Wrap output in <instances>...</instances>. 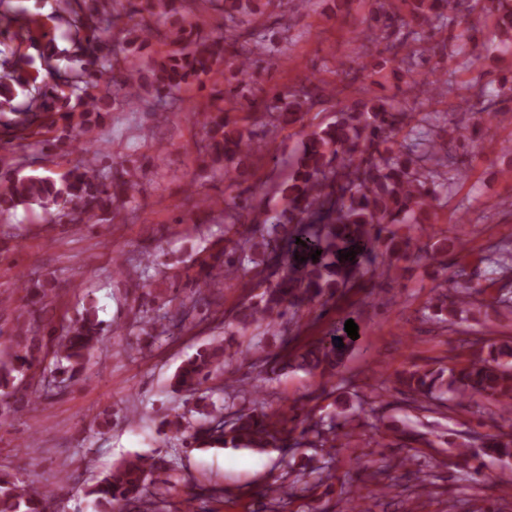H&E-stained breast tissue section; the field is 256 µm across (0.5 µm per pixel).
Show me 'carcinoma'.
Returning a JSON list of instances; mask_svg holds the SVG:
<instances>
[{"mask_svg": "<svg viewBox=\"0 0 512 512\" xmlns=\"http://www.w3.org/2000/svg\"><path fill=\"white\" fill-rule=\"evenodd\" d=\"M14 0H0V24L27 32L35 42L38 23ZM274 0H145L142 8L132 0H55V14L65 26L72 52L71 65L59 66L58 56L40 55L41 67L53 83L38 81L39 74L25 69L30 61L16 58L3 77L14 81L21 94L0 81V132L8 140H28L41 129H55L58 145L84 137V159L69 174L56 180L29 175L0 178V216L20 205H37L50 215L51 224H101L115 220L136 203L137 183L131 178L129 160L112 158L93 134L92 124L110 106L135 105L143 94L157 100L176 98L190 81L212 82L217 87L212 104L215 115L207 123L200 153L212 171L230 184L251 176L248 160L270 152V141L257 137L253 127L278 128L300 122L314 107L329 101L339 106L336 118L306 135L302 147L279 185L284 208L272 211L251 198L231 196L224 200L201 198L197 208L210 215L224 214V248H206L181 270V275L198 289L192 309H208L213 304L212 288L241 274L252 275L259 293L240 307L233 322L255 326L264 334H287L285 317L301 306L323 296L334 297L355 286L371 272L377 257L388 266L403 260L419 263L448 255V237L436 240L430 250L414 249L409 238L394 227L427 224L430 213L448 205L446 195L460 179V169L441 136L448 120L438 112H422L419 107L449 87L452 73L440 68L436 59L448 57L462 70L480 60L479 50L495 52L512 46V0H400L398 5L378 4L371 20L385 30L400 35L384 51L399 68L414 73L430 64L428 79L411 78L403 91L413 101L387 102L359 89L361 97L347 104L338 95L367 76L347 59H336L339 83L330 86L308 81L281 90L271 88L261 98L245 94L234 79L254 60L270 53L268 28L254 26L244 40L228 39L225 32L255 21L257 5ZM212 10L222 23L203 30L197 17L200 10ZM133 22L126 46L117 47L105 32L123 18ZM156 40L167 47L159 59L142 64L130 49L136 41ZM232 72L224 88H218L224 71ZM503 88H478L468 103L471 112H493ZM240 106L245 116L229 117L220 101ZM247 228L239 230V225ZM304 244H299L296 239ZM295 244L306 261H295L286 248ZM321 251L312 260L315 251ZM355 251L343 259L340 253ZM492 271L506 275L512 270V244L504 242L485 258ZM462 269L451 273L438 285L432 311L450 324L462 313L479 305L477 297L487 287L464 280ZM190 311L170 310L147 315L143 326L149 338L169 336L182 328ZM104 335L98 311L90 307L60 335L49 338L16 335L8 358L0 360V390L16 401L29 404L35 392L16 396L15 380L30 370L36 355L52 348L50 372L57 383L77 379L90 353ZM239 351L231 352L224 340L201 346L186 359L173 377V389L209 399L202 386L211 376L232 362ZM344 349L335 345L308 344L284 355L268 351L256 359L260 372L288 369L321 371L331 376L342 363ZM398 382L412 393L414 402L428 403L448 395L460 405L475 397L494 401L503 416L512 415V339L483 342L464 363L432 368L415 367L402 373ZM197 428L182 415L166 421L169 438L183 448L194 445L232 448H277L301 446L324 448L348 440L356 428L348 409L341 408L330 423L315 421L304 427L300 437L291 438L288 420H272L266 413L238 411L231 421L224 414L208 412ZM473 443L458 444V456L468 459ZM478 452L500 462L512 461V436L495 435L478 447ZM172 469L142 456L122 461L99 478L89 489L96 512H127L142 502L147 483L173 486ZM0 512H53V496L44 489L0 472Z\"/></svg>", "mask_w": 512, "mask_h": 512, "instance_id": "carcinoma-1", "label": "carcinoma"}]
</instances>
